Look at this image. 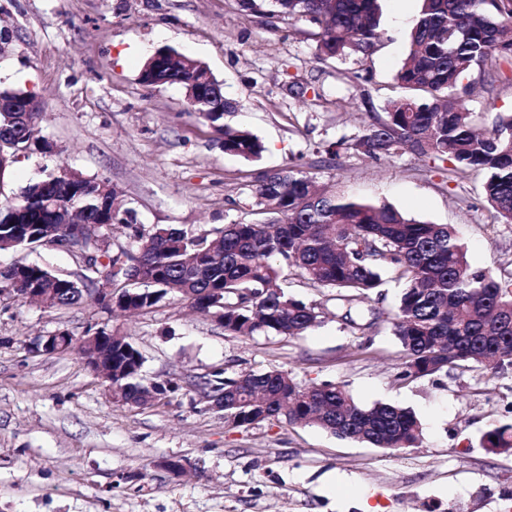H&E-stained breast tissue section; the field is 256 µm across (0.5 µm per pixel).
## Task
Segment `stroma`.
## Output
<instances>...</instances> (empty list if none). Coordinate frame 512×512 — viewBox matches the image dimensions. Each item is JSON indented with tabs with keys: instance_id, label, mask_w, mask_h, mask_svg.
I'll use <instances>...</instances> for the list:
<instances>
[{
	"instance_id": "1",
	"label": "stroma",
	"mask_w": 512,
	"mask_h": 512,
	"mask_svg": "<svg viewBox=\"0 0 512 512\" xmlns=\"http://www.w3.org/2000/svg\"><path fill=\"white\" fill-rule=\"evenodd\" d=\"M420 6L383 0L384 35L369 53L320 60L307 22L245 11L239 0H0V86L36 96L39 134L55 147L12 163L0 198L60 166L107 179L134 209L135 228L210 230L260 222L251 182L298 164L320 184L452 225L474 268L512 276V223L493 222L482 172L458 184L408 152L327 155L384 116ZM162 46L208 65L233 104L225 125L258 137L259 159L224 153L213 129L185 112L179 87L140 82ZM462 105L486 126L512 112V60L476 77ZM135 228L113 226L112 250L131 248ZM24 262L83 273L62 249L0 251V267ZM283 287L327 307L325 322L295 338H243L178 300L126 315L92 301L50 310L0 299V512H512V454L481 444L491 425L512 424V374L477 367L400 382L395 286L363 304L361 319L375 322L365 339L336 318L335 290L292 269ZM94 325L130 336L144 375L173 379L177 391L124 404L77 352L33 348L37 337H79ZM269 369L305 386L345 382L363 405L410 408L423 442L391 452L285 421L236 428L204 393L214 372ZM168 460L183 464L180 475Z\"/></svg>"
}]
</instances>
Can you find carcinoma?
Segmentation results:
<instances>
[{
	"mask_svg": "<svg viewBox=\"0 0 512 512\" xmlns=\"http://www.w3.org/2000/svg\"><path fill=\"white\" fill-rule=\"evenodd\" d=\"M272 14L304 20L316 30V56L368 53L382 34L380 0H272ZM512 58V0H422L410 32V50L395 74L401 94L375 117L350 149L371 159L402 150L449 164L448 178L463 182L484 173L483 195L493 220L512 223V112L492 126L477 124L461 107L462 80L493 70ZM193 67L167 61L157 75L141 74L147 86L177 85L193 91L186 107L221 136L224 152L246 159L264 150L247 130L224 126L232 109L223 90L197 91ZM40 114L26 126L0 112V153L31 151ZM105 180L76 172L51 171L30 181L13 197L0 199L3 249L74 247L85 264L82 279L40 263L0 269V289L23 299L26 288H55L53 309L92 299L90 288L124 284L112 294L122 311L151 308L180 298L210 315L224 303L218 321L233 336H302L322 322L315 304L288 296L281 286L280 259L310 285L336 290V310L354 323L352 310L381 294L386 263L403 283L391 329L404 362L398 379L413 381L444 370L482 367L504 375L512 370V280L475 269L449 224L408 217L395 206L319 187L315 177L292 167L258 174L251 184L256 205L269 215L263 223L226 224L220 237L209 231L156 225L137 230L134 245L112 253L108 231L131 226L134 211L117 189L101 194ZM103 336L101 359L79 349L91 368L112 362L123 377L112 379L125 403L143 405L153 395L175 390L170 381L142 376L144 356L130 337L105 327L86 329ZM224 418L236 427L257 419L316 426L340 439L398 452L422 441L421 423L409 408L357 403L343 382L308 387L278 369L224 378ZM493 452H512V425H493L483 435Z\"/></svg>",
	"mask_w": 512,
	"mask_h": 512,
	"instance_id": "obj_1",
	"label": "carcinoma"
}]
</instances>
